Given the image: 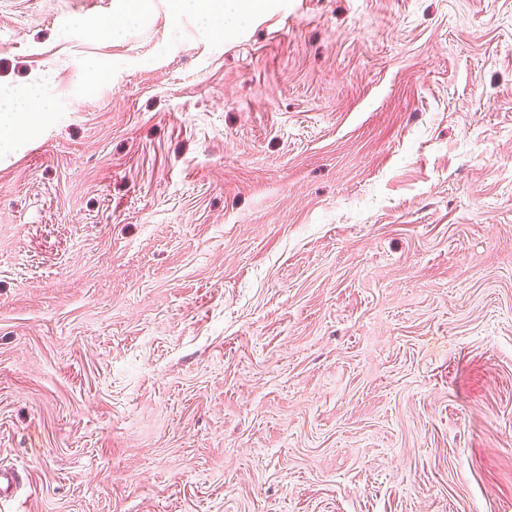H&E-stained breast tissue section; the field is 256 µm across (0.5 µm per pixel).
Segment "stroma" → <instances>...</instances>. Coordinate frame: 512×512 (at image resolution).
<instances>
[{"label":"stroma","mask_w":512,"mask_h":512,"mask_svg":"<svg viewBox=\"0 0 512 512\" xmlns=\"http://www.w3.org/2000/svg\"><path fill=\"white\" fill-rule=\"evenodd\" d=\"M0 0V512H512V0ZM180 12L193 15L203 26L233 34L255 17L267 0H176ZM33 102L27 99L25 91H11L5 95L1 103L0 92V152L7 150L12 143V136L17 126L28 122V113L34 108Z\"/></svg>","instance_id":"35a3bbf8"}]
</instances>
